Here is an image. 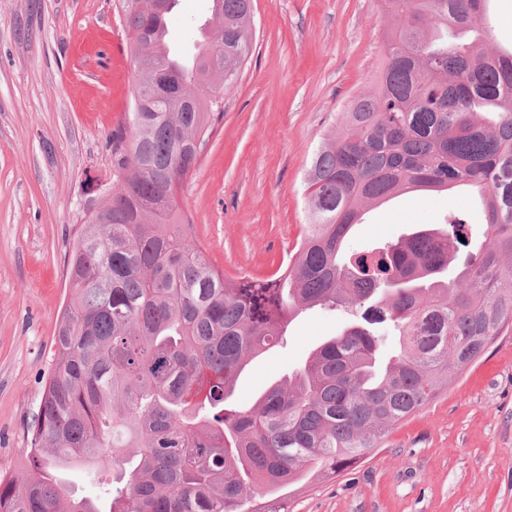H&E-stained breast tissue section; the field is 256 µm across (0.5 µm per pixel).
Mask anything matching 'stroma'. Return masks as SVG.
Masks as SVG:
<instances>
[{
  "label": "stroma",
  "instance_id": "obj_1",
  "mask_svg": "<svg viewBox=\"0 0 512 512\" xmlns=\"http://www.w3.org/2000/svg\"><path fill=\"white\" fill-rule=\"evenodd\" d=\"M212 0H178L172 50L195 54ZM388 20L377 0H253V49L224 91L221 117L189 176L182 206L212 264L263 278L306 222L304 176L323 135L372 87ZM114 0H0V474L29 464L31 427L54 358L68 251L98 209L112 169L108 136L126 121L136 74L114 47ZM460 212L485 240L479 198L460 188L412 192L374 208L348 250L379 247ZM341 315L315 308L286 346L238 382L249 401L335 336ZM264 512H512V332L379 448L335 477L311 475Z\"/></svg>",
  "mask_w": 512,
  "mask_h": 512
}]
</instances>
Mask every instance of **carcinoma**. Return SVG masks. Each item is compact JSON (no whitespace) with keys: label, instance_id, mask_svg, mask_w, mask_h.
Returning a JSON list of instances; mask_svg holds the SVG:
<instances>
[{"label":"carcinoma","instance_id":"obj_1","mask_svg":"<svg viewBox=\"0 0 512 512\" xmlns=\"http://www.w3.org/2000/svg\"><path fill=\"white\" fill-rule=\"evenodd\" d=\"M176 2L117 0L133 111L109 135L110 190L68 254L33 468L0 477V512H242L257 484L279 491L359 463L512 331V50L489 47V0H378L386 54L313 154L300 240L269 277L231 282L180 198L217 95L251 55V0H212L218 50L188 69L157 45ZM460 186L482 196L487 238L454 278L443 275L469 246L459 216L346 250L365 207ZM316 306L344 314L336 336L234 408L247 364ZM74 465L117 470L108 508L66 481Z\"/></svg>","mask_w":512,"mask_h":512}]
</instances>
